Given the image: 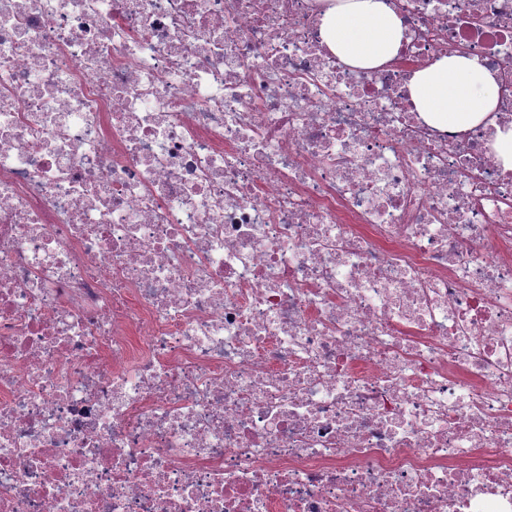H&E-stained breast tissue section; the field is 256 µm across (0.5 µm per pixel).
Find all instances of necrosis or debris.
Listing matches in <instances>:
<instances>
[{"instance_id": "necrosis-or-debris-1", "label": "necrosis or debris", "mask_w": 512, "mask_h": 512, "mask_svg": "<svg viewBox=\"0 0 512 512\" xmlns=\"http://www.w3.org/2000/svg\"><path fill=\"white\" fill-rule=\"evenodd\" d=\"M0 0V512H512V172L411 74L512 0ZM320 18L324 43L352 70L369 71L391 62L406 33L386 0H329Z\"/></svg>"}]
</instances>
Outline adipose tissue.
<instances>
[{
	"label": "adipose tissue",
	"mask_w": 512,
	"mask_h": 512,
	"mask_svg": "<svg viewBox=\"0 0 512 512\" xmlns=\"http://www.w3.org/2000/svg\"><path fill=\"white\" fill-rule=\"evenodd\" d=\"M324 43L345 66L357 71L391 62L406 38L388 0H330L320 18ZM416 112L431 126L462 133L494 112L499 88L477 58L448 56L416 70L407 82Z\"/></svg>",
	"instance_id": "ef3b65f1"
}]
</instances>
